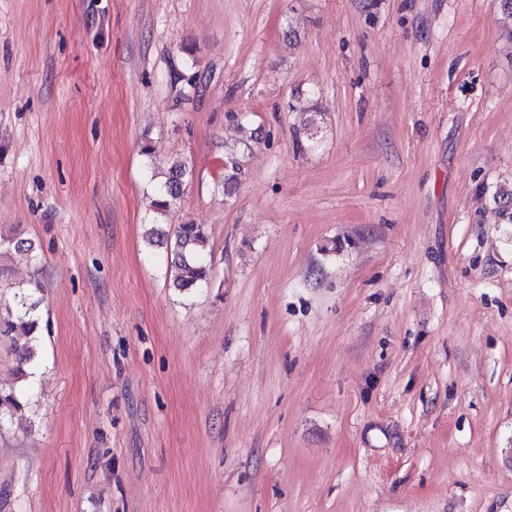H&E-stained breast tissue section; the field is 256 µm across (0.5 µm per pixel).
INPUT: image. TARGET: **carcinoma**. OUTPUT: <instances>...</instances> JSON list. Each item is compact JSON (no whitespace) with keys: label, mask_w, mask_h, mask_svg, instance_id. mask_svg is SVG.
Listing matches in <instances>:
<instances>
[{"label":"carcinoma","mask_w":512,"mask_h":512,"mask_svg":"<svg viewBox=\"0 0 512 512\" xmlns=\"http://www.w3.org/2000/svg\"><path fill=\"white\" fill-rule=\"evenodd\" d=\"M140 153L151 171L150 181L156 193L154 210L166 217L178 209L183 185L193 178V166L180 155L158 161L156 146L150 140L143 142ZM239 174L241 169L237 157L233 154L225 156L224 195H230L236 188ZM173 238L175 260L170 271L171 287L184 294L208 285L213 268L208 261L209 237L204 226L191 222L175 224ZM38 307L39 301L22 290L15 293L13 305L0 312V337L10 340L19 360L17 373L22 376L27 375L24 366L34 361L37 354ZM25 408L15 390H0V424L23 417Z\"/></svg>","instance_id":"cac0c4a2"}]
</instances>
